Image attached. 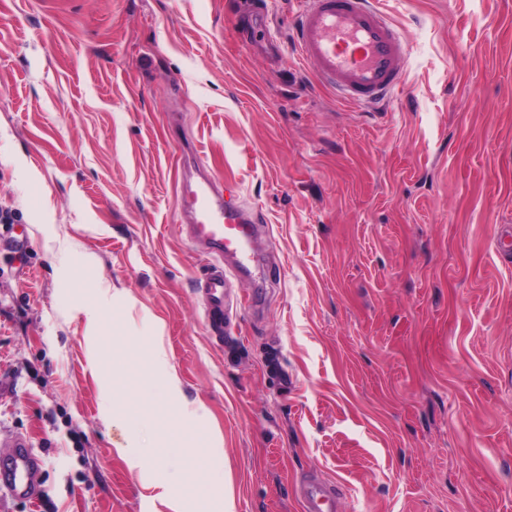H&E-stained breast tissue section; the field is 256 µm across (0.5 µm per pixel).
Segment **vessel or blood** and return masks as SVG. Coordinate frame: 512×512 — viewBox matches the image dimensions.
Segmentation results:
<instances>
[{"mask_svg": "<svg viewBox=\"0 0 512 512\" xmlns=\"http://www.w3.org/2000/svg\"><path fill=\"white\" fill-rule=\"evenodd\" d=\"M292 39L314 76L345 102L383 104L403 82L406 46L374 0H297ZM178 199L193 241L214 261L203 283L207 314L223 320L231 279L252 273V215L213 194L206 179L181 180ZM38 466L27 440L17 438L0 458V489L34 496ZM297 493L301 512H336L335 486L307 478Z\"/></svg>", "mask_w": 512, "mask_h": 512, "instance_id": "b4317fda", "label": "vessel or blood"}]
</instances>
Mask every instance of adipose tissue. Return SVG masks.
Segmentation results:
<instances>
[{"instance_id": "obj_1", "label": "adipose tissue", "mask_w": 512, "mask_h": 512, "mask_svg": "<svg viewBox=\"0 0 512 512\" xmlns=\"http://www.w3.org/2000/svg\"><path fill=\"white\" fill-rule=\"evenodd\" d=\"M155 375L160 379L164 393L169 402L163 408L162 414L172 422L165 437V445L169 448H178L187 458H194L195 452L190 441L183 434L182 425L188 421H197L205 416L201 405L188 402L182 395L180 379L175 369L169 365L162 346H155L149 359Z\"/></svg>"}]
</instances>
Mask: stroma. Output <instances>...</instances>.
Returning <instances> with one entry per match:
<instances>
[{"mask_svg":"<svg viewBox=\"0 0 512 512\" xmlns=\"http://www.w3.org/2000/svg\"><path fill=\"white\" fill-rule=\"evenodd\" d=\"M377 2L408 53L372 112L318 84L293 0H264L275 67L244 0H0V454L39 459L0 512H168L154 477L221 472L235 512H300L307 477L339 512H512V0ZM183 175L255 214L234 339L205 320ZM159 323L206 410L195 466L143 373Z\"/></svg>","mask_w":512,"mask_h":512,"instance_id":"stroma-1","label":"stroma"}]
</instances>
